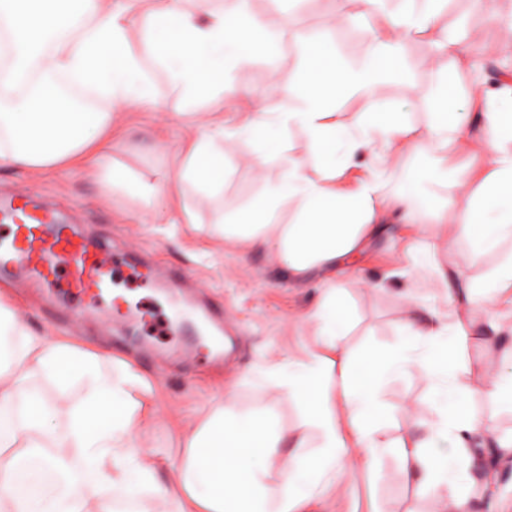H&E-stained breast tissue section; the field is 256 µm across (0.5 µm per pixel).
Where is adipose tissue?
I'll list each match as a JSON object with an SVG mask.
<instances>
[{
  "label": "adipose tissue",
  "mask_w": 512,
  "mask_h": 512,
  "mask_svg": "<svg viewBox=\"0 0 512 512\" xmlns=\"http://www.w3.org/2000/svg\"><path fill=\"white\" fill-rule=\"evenodd\" d=\"M183 2L163 0L134 39L122 0H0V50L7 52L0 57V168L81 165L107 193L163 199L165 223L187 224V206L167 196L171 178L203 194L222 192L225 137L237 138L247 155L259 158L280 148L267 133L299 127L312 167L289 160L287 172L259 200L232 218L217 216L212 230L241 253L271 252L293 281L316 270L326 283L305 315L317 342L289 362L277 382L298 401L302 417L289 428L275 410L242 415L225 403L185 432L187 454L158 484L156 467L138 443L139 430L156 415L152 384L130 364L109 371L97 353L33 334L12 305L0 301V512H113L111 501L89 496L105 485L136 498L134 512H163L171 500L176 512H293L329 479L344 478L352 460L372 471L395 449L416 494L431 501L434 512H472V447L490 432L466 401L459 368L448 364L449 350L467 340L462 323L444 321L424 303L404 325L406 340L396 350H342L338 338L348 312L334 278L392 212L431 225L406 259L412 270L443 283L448 271L436 250L438 229L478 251L512 238V208L498 204L512 190V88L480 84L472 92L481 104L480 145L488 160L475 182L449 170L440 156L448 143L460 142L464 121L447 79L438 81V108L420 140L408 139L397 112L373 113L353 128L338 124L329 90L345 86L373 96L384 80L400 75L408 36H425L436 55L464 50L461 40L436 25L443 0H362L377 27L358 66L338 70L332 50L309 46L310 66L300 82L270 86L272 93L295 99L292 110L259 107L241 124L221 117L191 127L176 173L147 178L112 159L111 105L154 104V66L177 79L191 99H206L221 81L210 66L212 53L223 51L228 71L247 62L264 38L247 0H229L203 16ZM64 83L94 93L109 109L76 108L58 93ZM360 150L371 155L369 173L343 186ZM399 151L420 156L422 164L412 175L413 188L391 197L384 186ZM459 192L471 193L472 206L449 211ZM291 200L295 215L281 223L280 211ZM447 294L449 304L462 300L493 313L512 297V256L484 281ZM412 369L429 385L424 405L431 418L423 436L399 444L377 420L379 399L392 376ZM35 375L62 391L85 384L65 433L56 432L48 404L32 403L29 381ZM310 432L315 441L307 440Z\"/></svg>",
  "instance_id": "obj_1"
}]
</instances>
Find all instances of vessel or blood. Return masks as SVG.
<instances>
[{
    "label": "vessel or blood",
    "mask_w": 512,
    "mask_h": 512,
    "mask_svg": "<svg viewBox=\"0 0 512 512\" xmlns=\"http://www.w3.org/2000/svg\"><path fill=\"white\" fill-rule=\"evenodd\" d=\"M0 223L9 227L0 238V276L19 277L51 287L61 285L81 300L109 287L108 250L92 244L73 224L31 198L0 201Z\"/></svg>",
    "instance_id": "vessel-or-blood-1"
}]
</instances>
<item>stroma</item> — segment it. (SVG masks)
<instances>
[{
	"instance_id": "35a3bbf8",
	"label": "stroma",
	"mask_w": 512,
	"mask_h": 512,
	"mask_svg": "<svg viewBox=\"0 0 512 512\" xmlns=\"http://www.w3.org/2000/svg\"><path fill=\"white\" fill-rule=\"evenodd\" d=\"M249 8L275 39L274 48L258 46L250 62L232 74L238 87L249 90V97L217 98L195 105L164 74L155 73L156 111L137 106L117 110L113 160L148 176L160 169H175L187 137L182 119L186 112H198L203 123L214 112L246 118L260 102L276 112L288 111L291 100L264 98L269 79L277 78L285 85L297 82L307 64L306 48L312 43L332 49L340 67L354 65L364 53L373 25L362 17L360 0H293L286 17L269 0H249ZM509 19L512 0H492L487 10L476 0H446L438 24L466 42L467 55L433 56L425 39L408 37L403 49L404 76L386 81L371 98L349 90L337 93L333 100L337 120L354 127L368 113L398 112L411 138H421L435 110V76L446 75L463 94L460 107L467 117L462 138L470 148L463 151L452 143L442 157L449 168L478 175L486 160L479 150L477 111L465 94L480 81L491 85L512 81V35L502 27ZM292 157H307L305 137L295 127L285 134L281 151L267 154L259 164L245 158L238 139L225 138L224 192L219 198H204L176 179L169 186L174 199L189 205L192 221L188 224L157 223L155 211L142 201L104 192L80 168L0 169V195L37 196L63 221L76 223L89 240L109 244L115 251L124 278L103 300L111 307V315L60 309L35 288H9L0 283V297L13 303L18 318L35 334L79 340L112 362L131 363L152 383L158 415L140 439L144 453L158 463V483H165L169 464L187 452L178 428L197 425L224 395H231L239 412L272 405L284 425L291 427L299 421L297 404L262 379L272 375L275 365L299 358L315 345L313 330L303 315L319 297L320 274L314 270L303 281L289 280L267 251L258 249L241 258L236 248L210 231L217 211L230 215L263 196L267 180L277 179ZM422 230V225L395 218L384 223L382 233L366 245L355 263L368 282L366 288L353 287L344 274H337V285L348 290L349 324L342 343L353 350L367 346L392 349L401 339L402 325L417 313L408 293L430 301L449 320H462L472 335V343L460 355L466 368L460 381L477 415L498 436L511 438L512 409L492 403L484 393L487 380L502 370L481 342L491 333L485 315L478 310L459 315L449 306L438 280L416 276L402 261ZM510 251L512 239L484 252L458 240L441 260L455 273L454 287L461 288L466 281L482 278ZM152 268L164 279L178 282V289L154 287L148 274ZM144 304L180 329L179 335L159 337L157 352L121 340ZM205 305L224 310L231 354L220 367L213 366L207 356L213 330L201 313ZM426 392V382L414 372L386 383L379 417L392 437L406 440L420 432L423 413L408 417L401 407L423 400ZM496 457L500 490L489 498L482 486H474V512H512V455L500 450ZM430 510L429 501L419 498L406 481L401 458L393 452L382 458L374 474L354 463L344 482L298 505L295 512Z\"/></svg>"
}]
</instances>
